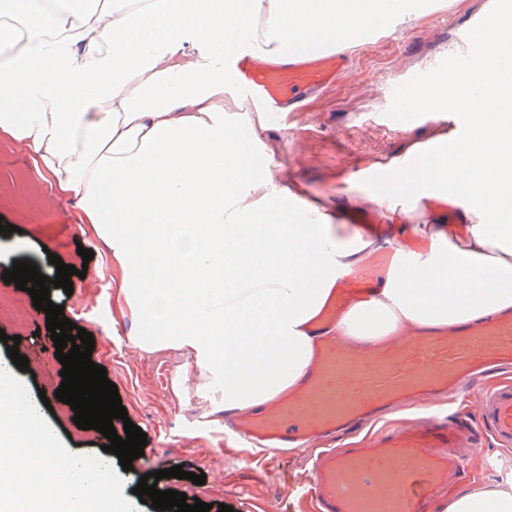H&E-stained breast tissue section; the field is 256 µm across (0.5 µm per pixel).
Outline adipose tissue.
<instances>
[{
	"label": "adipose tissue",
	"mask_w": 512,
	"mask_h": 512,
	"mask_svg": "<svg viewBox=\"0 0 512 512\" xmlns=\"http://www.w3.org/2000/svg\"><path fill=\"white\" fill-rule=\"evenodd\" d=\"M432 0H5L0 6V143L19 147L31 181L72 199L75 222L103 242L113 311L144 322L133 356L176 350L192 388L244 416L292 390L313 332L345 276L381 245L396 264L351 302L334 334L361 350L428 327L512 311V82L440 73L406 100L455 110L471 133L450 154L395 170L357 196L382 221L349 223L306 186L280 195L252 162L265 128L230 121L245 102L224 73L246 47L265 64L297 43L339 46L340 29L415 22ZM468 205L434 217L416 257L415 214L430 201ZM440 512H512V483L449 488Z\"/></svg>",
	"instance_id": "ef3b65f1"
}]
</instances>
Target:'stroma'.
I'll return each instance as SVG.
<instances>
[{
  "mask_svg": "<svg viewBox=\"0 0 512 512\" xmlns=\"http://www.w3.org/2000/svg\"><path fill=\"white\" fill-rule=\"evenodd\" d=\"M505 0H450L448 7L429 14L422 22H396L373 41L352 53V66L319 95L306 99L299 111L283 112L267 120L263 142L252 153L257 169L268 174L280 194L302 183L314 195L341 201L358 192L380 187L390 171L413 165L411 141L424 142L426 152L434 147L428 139L439 126L464 135L452 113L433 114L404 111L402 102L415 87L426 85L441 60L455 55L462 28L476 22L488 8L503 6ZM28 200L0 203V223L14 225V233H0V272L14 261L29 260L46 273H54L49 254L65 264L86 266L85 276H72V294L63 288L50 291L54 304L63 306L65 316L92 333L94 363L104 366L116 384L127 420H114L116 431L133 422L147 435L142 457L133 460L131 471L122 475L125 491H132L142 475L182 466L187 473H205L204 484L188 478H164L159 490H176L205 503H223L234 512H313L307 497L308 451L278 455L258 453L226 436L219 420L221 408L211 400L190 393L180 395L185 376L195 367L170 352L132 356L129 342L138 333L139 322L112 320V280L107 251L93 244L94 256L83 261L77 244L81 239L74 222L75 204L54 200L46 208L51 219H28ZM27 307L23 329L0 319L6 335L19 336V352L41 340L47 367L32 366L23 372L30 395L54 388L44 385L45 371L60 373L46 315L38 311L28 292L18 291ZM66 447L81 454H101L106 439L95 430L78 429L71 414L45 413ZM224 455V472L216 474L215 455ZM480 480L487 484L512 481V449L491 441L474 448L463 485Z\"/></svg>",
  "mask_w": 512,
  "mask_h": 512,
  "instance_id": "1",
  "label": "stroma"
}]
</instances>
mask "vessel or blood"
I'll use <instances>...</instances> for the list:
<instances>
[{
    "instance_id": "vessel-or-blood-1",
    "label": "vessel or blood",
    "mask_w": 512,
    "mask_h": 512,
    "mask_svg": "<svg viewBox=\"0 0 512 512\" xmlns=\"http://www.w3.org/2000/svg\"><path fill=\"white\" fill-rule=\"evenodd\" d=\"M466 50L450 57L448 67L464 76L486 69L488 48L482 27L462 34ZM349 66L340 53H312L278 66H262L247 54L229 56L225 72L245 97L279 111L300 102ZM391 254L374 256L365 270L347 282L326 321L366 290L376 268ZM512 364V314H489L445 329L360 351L336 336L322 340L301 385L283 400L227 422L255 447L300 448L314 437L359 424L399 399L449 388L468 390L490 365ZM491 436L512 447V380L494 382L483 392L476 427L454 419L426 416L387 425L349 448L330 449L310 462L309 491L315 512H424L448 481L466 468L476 435Z\"/></svg>"
}]
</instances>
